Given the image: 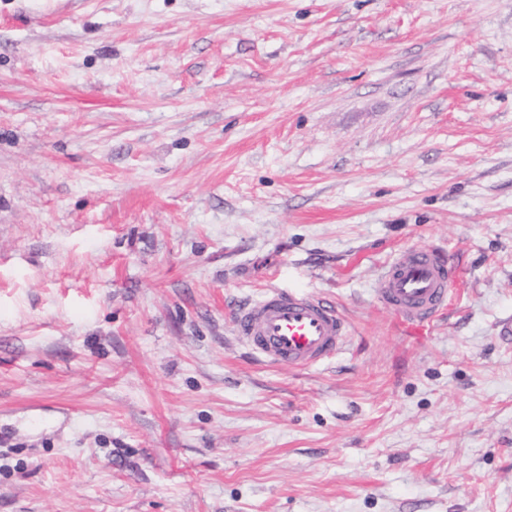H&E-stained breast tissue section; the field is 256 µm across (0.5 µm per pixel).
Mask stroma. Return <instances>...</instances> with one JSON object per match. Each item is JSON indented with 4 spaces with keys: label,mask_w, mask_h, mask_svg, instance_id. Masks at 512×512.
Returning <instances> with one entry per match:
<instances>
[{
    "label": "stroma",
    "mask_w": 512,
    "mask_h": 512,
    "mask_svg": "<svg viewBox=\"0 0 512 512\" xmlns=\"http://www.w3.org/2000/svg\"><path fill=\"white\" fill-rule=\"evenodd\" d=\"M272 286L335 357L237 339ZM510 322L512 0H0V512H512ZM456 277V268L441 253L427 247L403 249L384 267L376 300L419 335L448 305ZM238 338L269 363L303 369L336 355L348 335L337 307L319 297L268 288L244 303L235 321Z\"/></svg>",
    "instance_id": "35a3bbf8"
}]
</instances>
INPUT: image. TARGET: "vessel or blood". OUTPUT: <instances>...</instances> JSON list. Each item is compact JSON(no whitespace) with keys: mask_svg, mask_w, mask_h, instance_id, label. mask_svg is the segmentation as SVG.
<instances>
[{"mask_svg":"<svg viewBox=\"0 0 512 512\" xmlns=\"http://www.w3.org/2000/svg\"><path fill=\"white\" fill-rule=\"evenodd\" d=\"M457 270L441 253L427 247L407 248L386 264L375 290L377 301L418 334L447 306ZM240 340L269 363L303 369L336 355L348 335L337 307L319 297L267 289L238 310Z\"/></svg>","mask_w":512,"mask_h":512,"instance_id":"obj_1","label":"vessel or blood"}]
</instances>
